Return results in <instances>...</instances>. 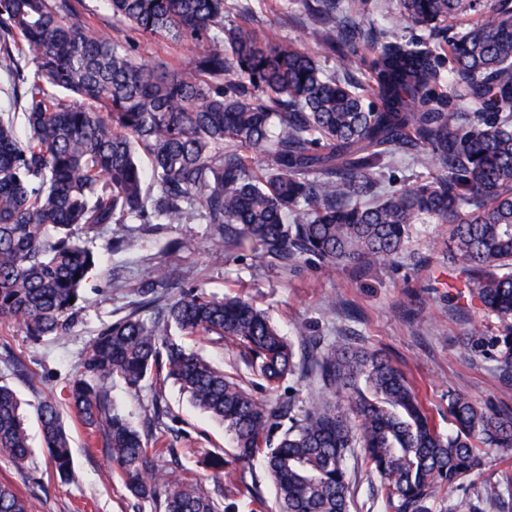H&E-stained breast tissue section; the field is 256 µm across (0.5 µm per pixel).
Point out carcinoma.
Segmentation results:
<instances>
[{
    "instance_id": "1",
    "label": "carcinoma",
    "mask_w": 512,
    "mask_h": 512,
    "mask_svg": "<svg viewBox=\"0 0 512 512\" xmlns=\"http://www.w3.org/2000/svg\"><path fill=\"white\" fill-rule=\"evenodd\" d=\"M106 2L121 30L185 47L192 68L170 72L94 32L79 0H0V76L13 106L0 115V319L34 340L72 333L91 278L107 276L72 235L78 225L180 224L192 211L218 245L259 250L284 267L314 256L336 268L397 256L414 224H451L445 248L471 299L498 321L491 336L467 344L496 351L499 378L512 381V0H400L401 20L428 30L409 41L379 39L345 0H305L329 25L325 45L339 68L368 71L365 86L324 73L311 54L255 26L225 25V0ZM471 13L477 20L455 30ZM364 41L368 56L359 53ZM244 150L264 156L266 168ZM411 151L440 174L379 197L375 169ZM302 206L303 218L288 223ZM139 296L89 342L66 407L101 434L130 494L163 512L232 505L223 486L212 495L182 479L174 449L146 446L112 408L117 379L139 391L165 372L224 424L232 471L264 454L280 512H349L346 460L356 449L388 512H430L441 491L468 490L482 455L512 449L506 404L452 391L443 435L376 352L304 333L295 344L250 300L177 290L162 273ZM176 332L243 348L251 375L272 389L312 377L325 395L260 401ZM38 416L57 474L75 478L59 405L42 402ZM29 452L15 393L0 384V453L22 466ZM0 512H33L32 497L0 483ZM448 512H512V494L485 482Z\"/></svg>"
}]
</instances>
